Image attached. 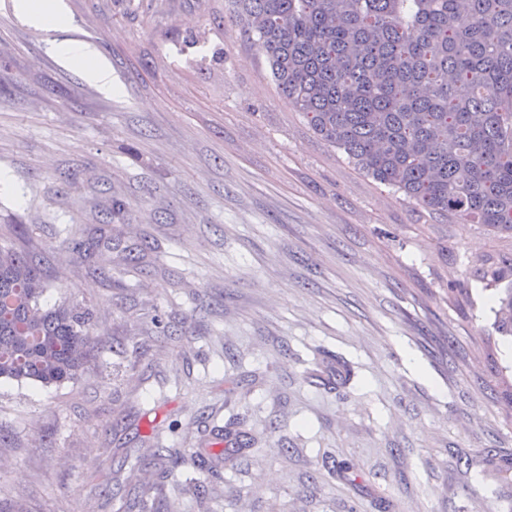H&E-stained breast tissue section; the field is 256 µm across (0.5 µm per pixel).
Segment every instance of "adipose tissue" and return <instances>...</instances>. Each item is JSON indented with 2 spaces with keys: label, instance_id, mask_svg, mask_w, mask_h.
Instances as JSON below:
<instances>
[{
  "label": "adipose tissue",
  "instance_id": "adipose-tissue-1",
  "mask_svg": "<svg viewBox=\"0 0 512 512\" xmlns=\"http://www.w3.org/2000/svg\"><path fill=\"white\" fill-rule=\"evenodd\" d=\"M50 49L62 67L79 72L85 81L101 93L108 96L118 94L119 88L112 78L111 64L92 44L61 39L52 41Z\"/></svg>",
  "mask_w": 512,
  "mask_h": 512
}]
</instances>
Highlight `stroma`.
<instances>
[{"label": "stroma", "mask_w": 512, "mask_h": 512, "mask_svg": "<svg viewBox=\"0 0 512 512\" xmlns=\"http://www.w3.org/2000/svg\"><path fill=\"white\" fill-rule=\"evenodd\" d=\"M64 3L60 34L0 0V244L42 258L45 305L91 310L99 350L74 382L0 379V502L512 512V369L494 365L512 343L480 289L468 314L448 301L483 232L316 138L228 0ZM198 34L223 65L176 61ZM60 36L95 45L120 94L63 68ZM116 198L128 215L102 227ZM156 448L181 463L144 466Z\"/></svg>", "instance_id": "35a3bbf8"}]
</instances>
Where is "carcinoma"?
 Returning <instances> with one entry per match:
<instances>
[{
    "label": "carcinoma",
    "mask_w": 512,
    "mask_h": 512,
    "mask_svg": "<svg viewBox=\"0 0 512 512\" xmlns=\"http://www.w3.org/2000/svg\"><path fill=\"white\" fill-rule=\"evenodd\" d=\"M312 133L437 221L490 240L449 291L490 292L512 337V0H230ZM29 253L0 246V379L61 385L91 357L90 312L47 308Z\"/></svg>",
    "instance_id": "obj_1"
}]
</instances>
